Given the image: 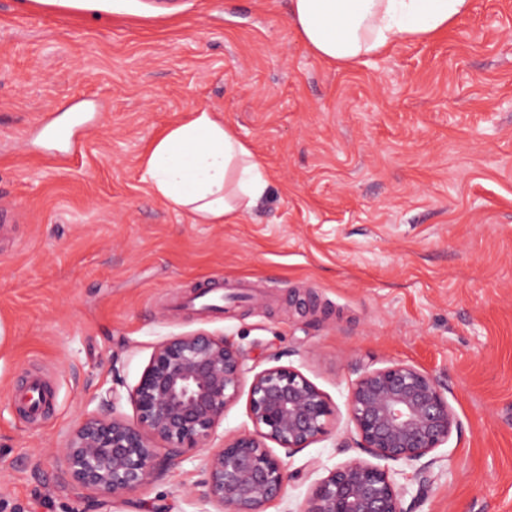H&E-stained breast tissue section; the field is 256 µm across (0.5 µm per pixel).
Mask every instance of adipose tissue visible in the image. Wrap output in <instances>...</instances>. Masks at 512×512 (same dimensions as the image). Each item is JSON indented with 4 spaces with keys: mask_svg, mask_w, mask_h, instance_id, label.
Masks as SVG:
<instances>
[{
    "mask_svg": "<svg viewBox=\"0 0 512 512\" xmlns=\"http://www.w3.org/2000/svg\"><path fill=\"white\" fill-rule=\"evenodd\" d=\"M472 0H290L288 24L319 58L349 66L400 39L448 29ZM154 196L196 224H230L267 192L251 147L206 107L157 137L142 163Z\"/></svg>",
    "mask_w": 512,
    "mask_h": 512,
    "instance_id": "obj_1",
    "label": "adipose tissue"
}]
</instances>
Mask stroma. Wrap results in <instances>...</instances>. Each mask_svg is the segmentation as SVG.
I'll return each mask as SVG.
<instances>
[{
    "mask_svg": "<svg viewBox=\"0 0 512 512\" xmlns=\"http://www.w3.org/2000/svg\"><path fill=\"white\" fill-rule=\"evenodd\" d=\"M288 0H0V512H106L61 450L102 398L120 412L156 346L204 332L243 348L245 380L290 366L326 393L329 434L288 460L285 496L354 451L346 411L364 371L414 365L448 391L459 427L434 481L389 463L415 512H512V0L431 40L361 63L314 56ZM200 107L270 179L231 224H195L152 194L148 145ZM83 118L82 149L45 138ZM247 286L197 310L196 283ZM34 374L54 410L32 422ZM186 458L130 512H202Z\"/></svg>",
    "mask_w": 512,
    "mask_h": 512,
    "instance_id": "stroma-1",
    "label": "stroma"
}]
</instances>
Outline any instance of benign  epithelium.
Segmentation results:
<instances>
[{
    "label": "benign epithelium",
    "instance_id": "1",
    "mask_svg": "<svg viewBox=\"0 0 512 512\" xmlns=\"http://www.w3.org/2000/svg\"><path fill=\"white\" fill-rule=\"evenodd\" d=\"M246 353L204 333L175 336L157 346L129 393L131 422L119 398L101 401L62 449L71 479L92 489L100 505L129 503L170 461L206 447L242 390ZM247 411L253 430L224 440L204 457L200 501L216 512H266L285 495V463L266 442L291 457L328 434L334 410L328 397L289 366L253 376ZM354 435L343 442L368 458H352L316 482L302 512H413L380 462L414 468L419 488L432 482L433 453L458 422L439 382L409 364L364 373L347 401Z\"/></svg>",
    "mask_w": 512,
    "mask_h": 512
}]
</instances>
